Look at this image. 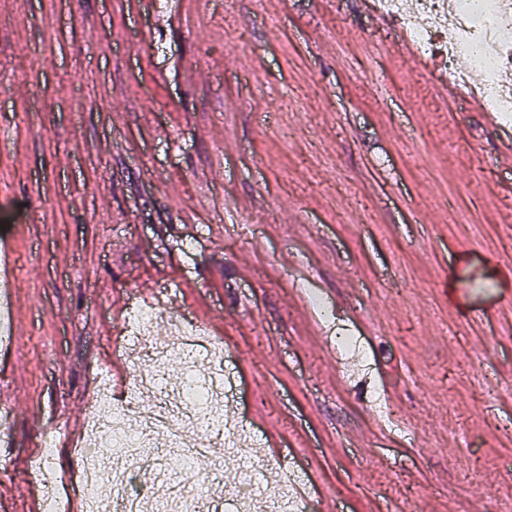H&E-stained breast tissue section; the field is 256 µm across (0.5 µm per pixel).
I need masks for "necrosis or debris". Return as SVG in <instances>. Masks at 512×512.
Segmentation results:
<instances>
[{
  "instance_id": "1",
  "label": "necrosis or debris",
  "mask_w": 512,
  "mask_h": 512,
  "mask_svg": "<svg viewBox=\"0 0 512 512\" xmlns=\"http://www.w3.org/2000/svg\"><path fill=\"white\" fill-rule=\"evenodd\" d=\"M381 12L401 28L424 54L439 59L445 74L457 82L470 74L480 77L486 109L500 124L512 123V0H380ZM160 312L154 307L132 315L135 369L128 376L131 399L114 401L108 387H100L91 405L88 437L91 454L77 488L85 512H98L101 501L111 500L112 482L140 479L141 493H127L120 512H158L161 497L146 474L171 451H178L185 469L167 479L168 498L182 512H220L223 501L250 504L255 512H302L288 495L293 476L283 472L281 494L269 498L254 472L253 452H246L237 469H221L224 496L197 489L192 469L202 458H218L227 447H244L250 438L241 421L226 413L209 385L197 376L199 366L224 375V350L193 318L171 319L182 340L164 343L153 339Z\"/></svg>"
}]
</instances>
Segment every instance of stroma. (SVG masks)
<instances>
[{
  "label": "stroma",
  "instance_id": "1",
  "mask_svg": "<svg viewBox=\"0 0 512 512\" xmlns=\"http://www.w3.org/2000/svg\"><path fill=\"white\" fill-rule=\"evenodd\" d=\"M170 2L0 0V512H33L49 425L83 435L144 285L223 339L239 404L322 512L512 500L498 131L360 0H181L176 23Z\"/></svg>",
  "mask_w": 512,
  "mask_h": 512
}]
</instances>
